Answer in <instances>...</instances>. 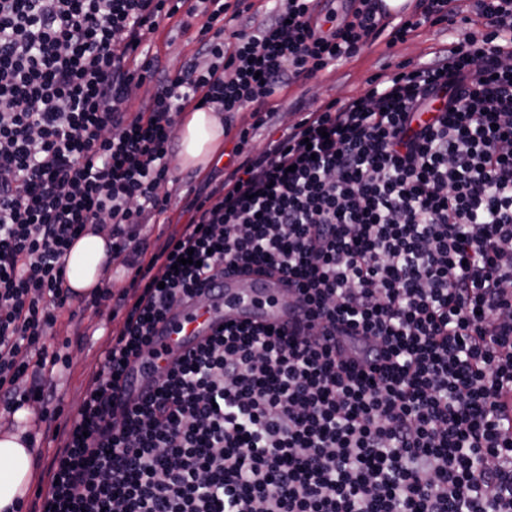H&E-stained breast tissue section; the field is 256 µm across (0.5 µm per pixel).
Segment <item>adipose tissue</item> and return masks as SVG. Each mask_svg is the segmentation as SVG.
Wrapping results in <instances>:
<instances>
[{
  "instance_id": "adipose-tissue-1",
  "label": "adipose tissue",
  "mask_w": 512,
  "mask_h": 512,
  "mask_svg": "<svg viewBox=\"0 0 512 512\" xmlns=\"http://www.w3.org/2000/svg\"><path fill=\"white\" fill-rule=\"evenodd\" d=\"M181 168L205 169L224 143L220 114L206 108L181 114L176 127ZM108 238L88 233L78 238L66 262V278L78 296L89 295L105 276ZM33 450L19 431L0 432V512L16 498L26 497L32 480Z\"/></svg>"
}]
</instances>
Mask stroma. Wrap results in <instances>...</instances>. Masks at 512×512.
Listing matches in <instances>:
<instances>
[{
	"mask_svg": "<svg viewBox=\"0 0 512 512\" xmlns=\"http://www.w3.org/2000/svg\"><path fill=\"white\" fill-rule=\"evenodd\" d=\"M451 35L447 26L438 25L422 27L408 36L406 41L393 46L388 45L383 36L370 39L352 57L337 62L318 78L299 81L277 90L269 99L268 108L272 113L269 126L299 119L313 100L343 101L359 95L367 89L369 80L382 73L383 69H393L401 64L414 65L431 59L434 52L446 46ZM196 48L191 33L173 22L161 26L151 40V52L156 56L157 68L162 74L179 68ZM251 122L250 112L245 111L236 115L233 126L236 131L249 126ZM235 131L224 138V156L217 158L205 170L173 168L177 182L170 188L164 221L147 226L149 239L170 234L185 223L188 190L203 194L223 184L228 173V155L237 142ZM113 326L111 310L104 305L85 309L75 301L60 313L50 342L70 357L69 368L56 379L57 392L62 398L63 417L68 418L75 413L87 372Z\"/></svg>",
	"mask_w": 512,
	"mask_h": 512,
	"instance_id": "35a3bbf8",
	"label": "stroma"
}]
</instances>
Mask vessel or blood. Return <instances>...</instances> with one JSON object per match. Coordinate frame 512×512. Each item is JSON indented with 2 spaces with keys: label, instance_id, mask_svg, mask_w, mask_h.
<instances>
[{
  "label": "vessel or blood",
  "instance_id": "b4317fda",
  "mask_svg": "<svg viewBox=\"0 0 512 512\" xmlns=\"http://www.w3.org/2000/svg\"><path fill=\"white\" fill-rule=\"evenodd\" d=\"M295 317V300L278 276L253 273L245 279L225 277L208 303H182L157 324L154 336L157 353L130 365L121 399L126 402L151 392L161 368L193 351L221 326L251 323L288 328Z\"/></svg>",
  "mask_w": 512,
  "mask_h": 512
}]
</instances>
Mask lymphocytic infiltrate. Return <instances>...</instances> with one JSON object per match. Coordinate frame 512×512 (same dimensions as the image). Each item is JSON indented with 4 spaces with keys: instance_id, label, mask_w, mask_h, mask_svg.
I'll list each match as a JSON object with an SVG mask.
<instances>
[{
    "instance_id": "lymphocytic-infiltrate-1",
    "label": "lymphocytic infiltrate",
    "mask_w": 512,
    "mask_h": 512,
    "mask_svg": "<svg viewBox=\"0 0 512 512\" xmlns=\"http://www.w3.org/2000/svg\"><path fill=\"white\" fill-rule=\"evenodd\" d=\"M467 1L397 20L277 0L229 31L250 0H0V424L31 403L57 424L34 512H512V0H471L480 31ZM173 18L198 48L130 111ZM442 23L462 31L431 60L314 102L262 150L241 129L223 186L148 244L187 108L260 127L276 90ZM90 231L135 275L91 295L119 325L64 421L70 359L46 338ZM253 271L288 282L293 330L226 326L118 404L156 324Z\"/></svg>"
}]
</instances>
